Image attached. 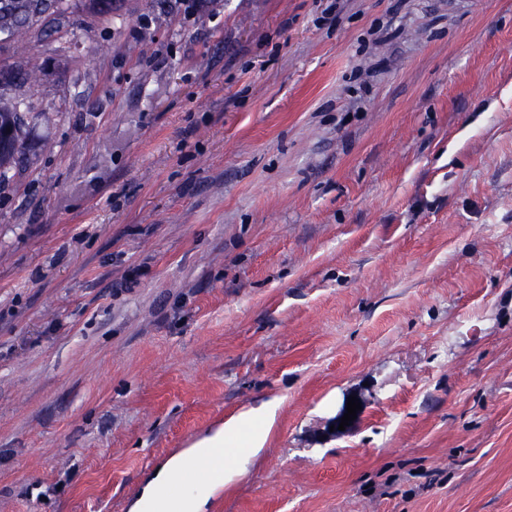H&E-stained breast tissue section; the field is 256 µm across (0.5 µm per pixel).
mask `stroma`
Instances as JSON below:
<instances>
[{
	"label": "stroma",
	"mask_w": 512,
	"mask_h": 512,
	"mask_svg": "<svg viewBox=\"0 0 512 512\" xmlns=\"http://www.w3.org/2000/svg\"><path fill=\"white\" fill-rule=\"evenodd\" d=\"M189 3L0 33V512H133L269 401L207 512H512V0ZM19 103L0 94V178H5L9 169L21 159L19 138L24 117Z\"/></svg>",
	"instance_id": "obj_1"
}]
</instances>
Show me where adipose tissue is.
<instances>
[{"label":"adipose tissue","instance_id":"1","mask_svg":"<svg viewBox=\"0 0 512 512\" xmlns=\"http://www.w3.org/2000/svg\"><path fill=\"white\" fill-rule=\"evenodd\" d=\"M275 414L274 405L258 412H247L225 425L224 429L195 442L183 455L170 459V466L190 468L197 464L210 474L207 482L193 486L178 500L156 493L145 494L134 512H204L215 491L242 471L250 458L263 448Z\"/></svg>","mask_w":512,"mask_h":512}]
</instances>
